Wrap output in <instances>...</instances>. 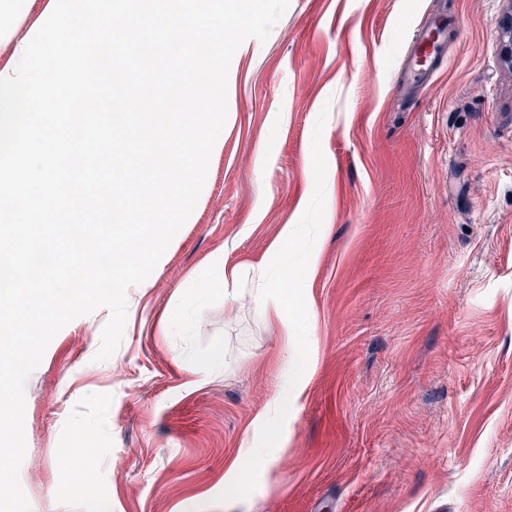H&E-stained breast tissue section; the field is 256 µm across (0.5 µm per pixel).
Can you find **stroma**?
Returning <instances> with one entry per match:
<instances>
[{"label":"stroma","instance_id":"obj_1","mask_svg":"<svg viewBox=\"0 0 512 512\" xmlns=\"http://www.w3.org/2000/svg\"><path fill=\"white\" fill-rule=\"evenodd\" d=\"M506 5L290 0L266 41L241 44L205 184L128 288L121 344L96 360L110 317L99 308L61 329L26 381L19 478L32 512H512ZM431 14L448 23L445 64L401 98L405 51ZM324 109L304 391L256 489L223 502L284 383V333L276 311L256 312L258 272L312 197ZM214 349L223 366L197 375ZM69 458L80 484L58 478Z\"/></svg>","mask_w":512,"mask_h":512}]
</instances>
